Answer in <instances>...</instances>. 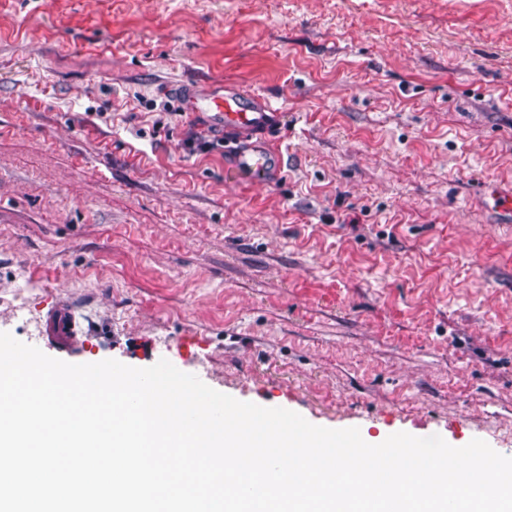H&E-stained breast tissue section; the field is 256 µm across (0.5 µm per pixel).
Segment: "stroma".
<instances>
[{
    "mask_svg": "<svg viewBox=\"0 0 512 512\" xmlns=\"http://www.w3.org/2000/svg\"><path fill=\"white\" fill-rule=\"evenodd\" d=\"M272 98L226 171L175 87ZM512 0H0V332L512 457ZM70 307L79 344L43 319Z\"/></svg>",
    "mask_w": 512,
    "mask_h": 512,
    "instance_id": "1",
    "label": "stroma"
}]
</instances>
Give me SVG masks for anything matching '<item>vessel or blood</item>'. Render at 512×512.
Returning a JSON list of instances; mask_svg holds the SVG:
<instances>
[{"mask_svg": "<svg viewBox=\"0 0 512 512\" xmlns=\"http://www.w3.org/2000/svg\"><path fill=\"white\" fill-rule=\"evenodd\" d=\"M185 111L206 115L212 126L224 132V152L230 168L251 181L270 183L279 169V156L269 148L284 123V114L266 97L250 94L236 85L211 84L200 92L188 87L180 92ZM46 334L60 345L74 343L71 312L51 308L45 320Z\"/></svg>", "mask_w": 512, "mask_h": 512, "instance_id": "obj_1", "label": "vessel or blood"}]
</instances>
